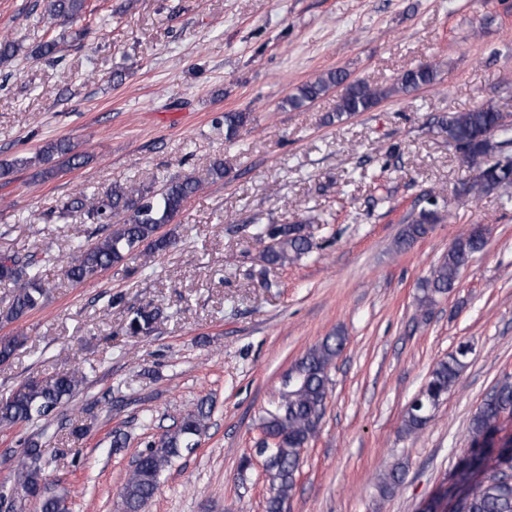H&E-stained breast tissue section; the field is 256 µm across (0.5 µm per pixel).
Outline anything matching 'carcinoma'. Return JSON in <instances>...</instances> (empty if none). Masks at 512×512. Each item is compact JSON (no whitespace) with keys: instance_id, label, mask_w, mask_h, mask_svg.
I'll list each match as a JSON object with an SVG mask.
<instances>
[{"instance_id":"carcinoma-1","label":"carcinoma","mask_w":512,"mask_h":512,"mask_svg":"<svg viewBox=\"0 0 512 512\" xmlns=\"http://www.w3.org/2000/svg\"><path fill=\"white\" fill-rule=\"evenodd\" d=\"M44 13L72 25L70 31L51 36L31 51L39 59H56L61 45L80 42L89 33L85 24L91 16L88 0H44ZM18 41L0 39V64L10 61L18 53ZM440 65L425 63L402 73L390 88L374 86L366 81H347L340 70L305 83L289 95L285 104L292 110L303 108L335 87H343L336 108V118L357 112H366L382 99L394 93H409L439 80ZM249 120L247 112L224 113V138H234ZM440 133L465 159L479 157L482 166L478 176L463 182L458 192L465 195H488L512 185V159L500 158L512 147V125L503 120L502 113L490 104H483L466 112H446L437 118ZM87 163L85 155L77 153L67 139L47 142L35 155L0 164V179L24 168L36 169V176L47 179L59 167L77 169ZM202 181L196 177L172 178L154 190L152 188L115 185L103 193L80 192L72 198L68 209L83 213L86 222L98 225L96 239L91 244L77 239L65 263V275L75 284L96 279L102 272L124 261L139 249L155 254L166 250L171 239L159 233L162 225L178 215L189 199L201 190ZM444 196L431 190L427 206L405 227L401 244L407 245L423 235V225L440 220V201ZM123 212V223L112 225V216ZM489 232L470 233L448 248V252L432 272L419 307L429 309L435 297L454 288L461 270L468 261L481 252ZM257 236L268 241L262 259L269 265L284 266L288 262L313 252L316 244L295 224H267L257 229ZM13 284V294L7 306L0 310V322L13 323L37 309L45 296L43 265L40 262L14 254L0 255V282ZM161 318L157 308H139L130 315L127 332L131 336H148ZM22 344L18 334L0 336V364L8 362ZM345 344L340 333L325 337L309 349L291 371L293 383L284 392L275 410L263 417L262 432L265 444L273 452L267 468L274 495L266 500V512H280V502L287 499L299 472L302 453L316 436L318 421L325 407L328 373L336 356ZM464 355L457 353L438 362L431 370L421 398V406H411L404 419L407 433L424 428L431 412L448 395L463 367ZM85 383L79 369L60 373L49 379L32 378L24 389L0 399V425L34 423L53 416L70 401ZM512 412V377L498 382L492 394L484 400L471 420V453L458 465L456 482L448 491L463 490L465 499L456 512H512V451L502 446L499 437L500 414ZM212 408L202 400L188 411L159 440L142 451L137 465L129 473L121 498L124 512H143L155 497L163 472L172 460L198 446V438L206 430ZM42 456V443L30 438L20 466L27 470L26 496L39 501L40 512H55L53 498L39 492L42 488L41 470L30 463ZM404 467L396 465L379 484L380 494L390 495L403 482Z\"/></svg>"}]
</instances>
